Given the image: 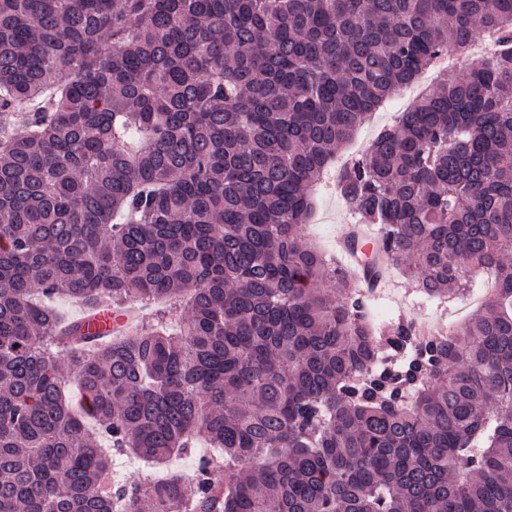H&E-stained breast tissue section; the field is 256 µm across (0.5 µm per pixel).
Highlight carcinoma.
I'll use <instances>...</instances> for the list:
<instances>
[{
    "instance_id": "obj_1",
    "label": "carcinoma",
    "mask_w": 512,
    "mask_h": 512,
    "mask_svg": "<svg viewBox=\"0 0 512 512\" xmlns=\"http://www.w3.org/2000/svg\"><path fill=\"white\" fill-rule=\"evenodd\" d=\"M483 36L339 175L427 297L492 279L380 337L311 189ZM0 115V512H512V0H0ZM60 300L181 311L91 342ZM402 99H391L375 113L372 118L359 128L352 141L342 148L336 157V164L328 172L323 184L316 192V205L311 224L304 233L308 239L323 252L336 259L341 266L354 269L347 262L345 255L339 250L337 241L349 229L357 226L364 234L373 238L375 226L355 224V218L337 189V177L347 159L355 158L365 150L377 134L391 127L397 116L408 108L412 102ZM117 479L128 485L143 483L152 478L166 474L191 473L194 464V454L188 453L172 459L164 469H153L142 461L128 456H116Z\"/></svg>"
}]
</instances>
